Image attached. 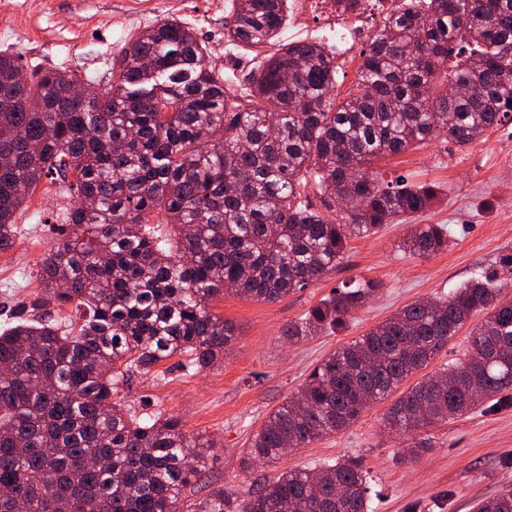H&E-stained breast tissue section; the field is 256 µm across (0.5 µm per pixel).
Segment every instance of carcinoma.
Returning a JSON list of instances; mask_svg holds the SVG:
<instances>
[{
	"label": "carcinoma",
	"mask_w": 512,
	"mask_h": 512,
	"mask_svg": "<svg viewBox=\"0 0 512 512\" xmlns=\"http://www.w3.org/2000/svg\"><path fill=\"white\" fill-rule=\"evenodd\" d=\"M286 13L287 0H233L224 40L265 54L240 96L176 18L129 42L100 94L76 71H31L0 52V253L43 178L77 201L42 260L43 291L22 303L40 318L0 331V512H179L214 444L174 417L129 413L119 383L176 355L197 370L223 361L235 327L211 304L224 289L276 302L335 269L349 239L439 197L434 183L385 181L374 166L512 122V0H397L342 97L328 46L277 44ZM451 86L468 94L450 98ZM402 247L434 256L448 228L409 224ZM506 273L511 251L337 348L270 412L243 465L348 428L480 313L465 358L403 392L385 427L413 433L511 390ZM378 290L345 282L285 335L341 328ZM368 490L346 458L286 470L241 501L217 488L185 512H368ZM474 512H512V490Z\"/></svg>",
	"instance_id": "1"
}]
</instances>
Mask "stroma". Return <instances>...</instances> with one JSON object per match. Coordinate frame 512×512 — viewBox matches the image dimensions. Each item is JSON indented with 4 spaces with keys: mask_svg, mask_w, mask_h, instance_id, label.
<instances>
[{
    "mask_svg": "<svg viewBox=\"0 0 512 512\" xmlns=\"http://www.w3.org/2000/svg\"><path fill=\"white\" fill-rule=\"evenodd\" d=\"M231 2L173 0L164 9L155 0H0V51L20 55L33 70L77 71L102 92L127 43L160 19L175 17L209 49L223 48V56L211 63L237 94L257 61L249 47L224 42ZM279 40L335 47L342 92L355 84L367 43L362 37L338 46L327 10L316 6L304 22L289 18ZM378 170L387 180L402 174L439 183L440 201L416 221L447 225L452 235L447 251L427 259L412 255L401 246L404 223L383 225L373 235L350 239L336 269L278 302L249 300L232 291L215 298L213 312L236 328L222 364L199 371L175 356L120 384L124 403L136 413L175 416L186 432L213 441L203 466L183 488L181 505L219 487L243 499L283 470L309 469L344 456L358 458L367 473L370 512H472L476 502L512 489V396L413 435L386 428L390 402L385 399L371 404L346 430L289 451L279 461L241 465L265 417L297 393L327 355L407 304L447 297L512 248V124L465 147L433 140L379 164ZM69 204L64 183L46 178L17 212L16 242L0 254V326L39 292L40 263L55 242L53 224ZM353 278L376 280L381 289L351 313L344 328L288 342L283 335L288 323ZM416 440L424 442L425 451L416 460L401 461L403 448Z\"/></svg>",
    "mask_w": 512,
    "mask_h": 512,
    "instance_id": "35a3bbf8",
    "label": "stroma"
}]
</instances>
